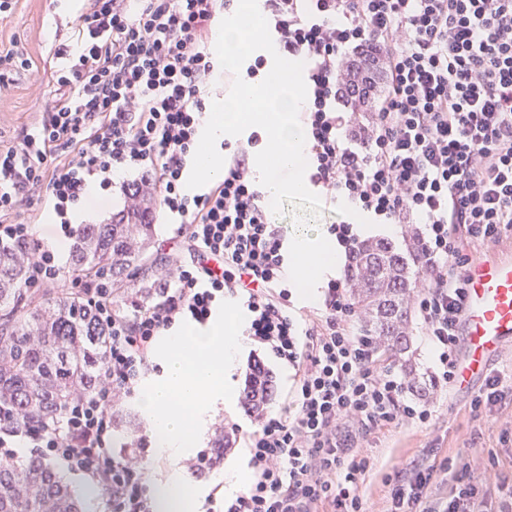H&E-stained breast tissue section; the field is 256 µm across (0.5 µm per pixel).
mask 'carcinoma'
Listing matches in <instances>:
<instances>
[{"label":"carcinoma","instance_id":"1","mask_svg":"<svg viewBox=\"0 0 512 512\" xmlns=\"http://www.w3.org/2000/svg\"><path fill=\"white\" fill-rule=\"evenodd\" d=\"M375 58L363 51L352 60L355 77L342 88L350 102L368 100ZM153 203L126 211L110 224H86L72 251V270L90 279L112 281L111 302L147 305L160 298L157 281L146 276V250L153 236ZM419 237H406L400 249L384 240L360 244L350 255L347 278L360 315V331L399 360L409 348L413 268L423 259ZM28 267L19 246H0V404L20 423H50L72 399L92 393L108 352V330L82 296L67 288H28ZM270 372L251 365L241 403L254 419L263 416L272 396ZM234 444L218 432L210 449L211 465L224 460ZM0 512H82L71 487L45 460L32 455L0 466Z\"/></svg>","mask_w":512,"mask_h":512}]
</instances>
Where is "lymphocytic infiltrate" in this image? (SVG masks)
Masks as SVG:
<instances>
[{
	"mask_svg": "<svg viewBox=\"0 0 512 512\" xmlns=\"http://www.w3.org/2000/svg\"><path fill=\"white\" fill-rule=\"evenodd\" d=\"M230 0H88L76 45H59L56 103L33 132L0 147V242L23 246L33 288L57 286L59 268L20 221L24 195L46 189L58 217L95 179L142 175L127 206L156 199L179 217L168 242L160 301L132 313L88 301L109 332L98 390L65 405L53 424L17 425L0 406V462L17 445L63 463L110 491L112 512H153L147 465L112 447V405L130 395L156 336L207 322L224 299L245 301L246 333L292 367L295 394L243 440L252 479L206 512H369L358 493L373 432L425 425L430 407L369 337L356 335L349 281H329L325 311L297 314L286 285L288 246L252 166L256 136L235 137L224 176L185 190L186 166L206 115L217 60L213 26ZM283 55L307 61L308 107L299 119L313 159L310 181L393 224H421L425 258L415 283L435 380L452 387L468 270L512 234V0H265ZM382 56L386 92L372 129L357 136L338 109L350 49ZM434 466L387 476V512H485L496 484L476 477L434 497Z\"/></svg>",
	"mask_w": 512,
	"mask_h": 512,
	"instance_id": "lymphocytic-infiltrate-1",
	"label": "lymphocytic infiltrate"
}]
</instances>
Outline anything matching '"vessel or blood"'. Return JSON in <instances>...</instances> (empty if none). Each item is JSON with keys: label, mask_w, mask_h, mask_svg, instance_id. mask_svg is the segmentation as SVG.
<instances>
[{"label": "vessel or blood", "mask_w": 512, "mask_h": 512, "mask_svg": "<svg viewBox=\"0 0 512 512\" xmlns=\"http://www.w3.org/2000/svg\"><path fill=\"white\" fill-rule=\"evenodd\" d=\"M469 288L460 326L463 354L456 385L470 388L490 362L512 346V259H483L468 272Z\"/></svg>", "instance_id": "vessel-or-blood-1"}]
</instances>
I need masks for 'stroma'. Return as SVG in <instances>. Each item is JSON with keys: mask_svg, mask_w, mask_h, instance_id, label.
<instances>
[{"mask_svg": "<svg viewBox=\"0 0 512 512\" xmlns=\"http://www.w3.org/2000/svg\"><path fill=\"white\" fill-rule=\"evenodd\" d=\"M83 0H18L10 18L0 21V47L18 45L33 62L29 70L18 69L14 62L1 59L0 73L9 83L6 91L0 92V144L16 143L23 131L32 130L36 116L50 111L54 97L48 81L56 61L53 51L56 46L73 41L74 32L83 12ZM138 177L137 172H125L120 181L99 186L96 194L84 195L80 206L90 212V223L107 224L113 216L124 211L127 187ZM51 205L45 193L33 195L29 204L23 205L22 217L31 219L34 236L38 241L54 237L60 239L64 249H71L74 237L65 233L60 224L46 223L45 217ZM410 355L419 380L429 382L426 395L433 411V418L425 428L402 427L390 431L373 433L366 442V451L374 461V468L366 474L361 486L374 512H386L390 487L385 482L387 474L409 469L418 462L433 463L447 461V471L437 473L434 484L435 496H444L448 487L457 478H466L475 472L484 473L488 480H495L497 473H512V440L502 441L501 431L512 426V396L505 399L501 408L493 413H478L471 406L473 399L483 388L475 382L466 390L432 386L436 372L433 351L422 336L419 327L410 333ZM260 360L268 369L276 384V395L270 404L278 410L288 402L294 389V371L276 362L267 354L247 352L234 367L231 380L235 390L244 387L245 372L249 362ZM118 409L136 416L135 428L116 423L112 426V446L130 456L146 460L149 466V490H156L171 471L169 462L157 455L147 437L149 430L144 416L140 414L137 397L122 399ZM238 425L243 430H254L255 424L245 415L241 405L227 408L216 406L206 416L199 450L211 447L217 429Z\"/></svg>", "mask_w": 512, "mask_h": 512, "instance_id": "stroma-1", "label": "stroma"}]
</instances>
